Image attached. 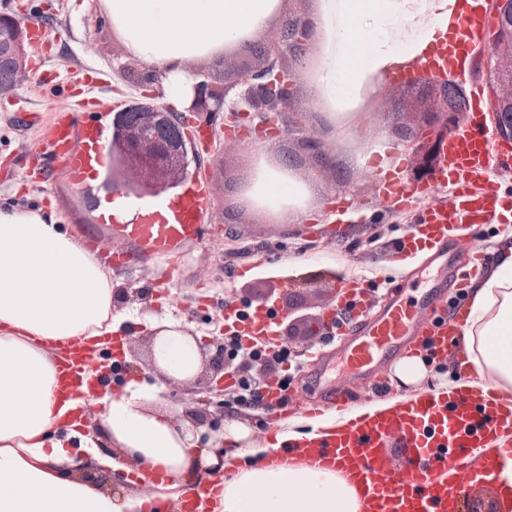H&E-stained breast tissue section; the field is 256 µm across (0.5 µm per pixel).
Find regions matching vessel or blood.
Returning a JSON list of instances; mask_svg holds the SVG:
<instances>
[{
  "label": "vessel or blood",
  "instance_id": "obj_1",
  "mask_svg": "<svg viewBox=\"0 0 512 512\" xmlns=\"http://www.w3.org/2000/svg\"><path fill=\"white\" fill-rule=\"evenodd\" d=\"M489 24L484 11L467 14L461 23L469 32L467 40L438 46L427 57V70L436 75L451 68L462 70L487 42ZM482 95V88L473 86L472 105L463 127L452 137L439 169V182L452 191L451 205L420 211L402 242L405 249H440L448 240V217L452 214L477 226L494 222L498 194L491 184V174L500 147L484 110L478 107ZM83 108V102L78 101L71 109L52 112L49 121H42L37 112L28 113L26 121L47 125L49 153L40 162L43 171L48 173L54 165H63L85 191L93 193L105 173L108 150L102 123L80 121ZM208 204L209 189L196 180L163 197L128 199V208L138 214L136 221L117 224L109 215L103 219L104 225L112 226L135 248L131 254H113L114 264H127L135 254L158 258L180 252L201 235V219ZM346 295L361 329L346 354L351 371H361L380 352L407 336L420 344L432 342L440 355L461 354V347L448 345L449 339L462 335L465 317L461 312H453L444 317L442 324L435 325L394 299L379 318L373 319L368 315V302L357 289H347ZM277 318L269 307L255 309L244 318L231 309L224 312L225 324L238 331L247 344L274 340ZM57 379L61 397L81 394L85 376L76 353H65ZM502 399L496 389L488 390L478 404L463 391L448 399L425 391L398 401L394 412L346 421L318 439L316 446L326 466L354 486L361 501L360 512H467L466 492L471 486L489 487L500 500L512 496V486L501 480L504 471L512 470V445L498 442L501 434L512 430V412L504 413ZM491 444L496 447L492 455L472 457V449ZM395 448L405 452L402 463H395L391 455Z\"/></svg>",
  "mask_w": 512,
  "mask_h": 512
}]
</instances>
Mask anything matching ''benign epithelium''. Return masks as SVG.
Instances as JSON below:
<instances>
[{"label":"benign epithelium","mask_w":512,"mask_h":512,"mask_svg":"<svg viewBox=\"0 0 512 512\" xmlns=\"http://www.w3.org/2000/svg\"><path fill=\"white\" fill-rule=\"evenodd\" d=\"M491 15L498 25L488 40L479 65L492 90V111L512 110V28L505 30L502 23L512 22V0H491ZM11 34L9 39L13 80L8 95L30 78V62L25 49L27 33L11 18H3ZM311 43L307 22L296 17L285 21L276 42L266 45L262 51V64L253 69L240 70L229 86L216 85L201 80L194 85V95L188 111L222 112L224 121L239 127L242 116L251 112L262 117L253 131L261 133L279 122L297 84V76L289 61L307 57ZM415 91L416 104L421 118L405 124L398 136L411 152L412 180L428 182L433 179L436 166L448 150V135L457 132L463 118L448 111V83L429 74H418L409 80ZM139 123L126 126L121 119L113 123L112 168L106 186L122 187L135 195H159L172 188L184 171L189 138L165 140L157 135V129L170 120L167 110L153 104L139 109ZM215 389L224 390V355L211 357Z\"/></svg>","instance_id":"1"}]
</instances>
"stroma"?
<instances>
[{
	"instance_id": "obj_1",
	"label": "stroma",
	"mask_w": 512,
	"mask_h": 512,
	"mask_svg": "<svg viewBox=\"0 0 512 512\" xmlns=\"http://www.w3.org/2000/svg\"><path fill=\"white\" fill-rule=\"evenodd\" d=\"M1 12L14 15L24 26L41 23L51 28L50 42L30 56L36 62L46 61L58 77L45 80L40 71H32L21 89L0 99V206L29 202L55 212L82 243L100 235L108 248L100 259L108 261L110 253L127 250V243L120 236L97 233L99 199L74 184L64 169L54 170L45 181L25 170V159L45 150L46 142L42 128L20 131L18 110L25 106L46 116L72 104L82 89L101 100L139 101L148 93L161 96V87L144 88L134 76L123 75V68L136 66L137 60L114 34L98 0H0ZM260 62L259 55L233 47L194 63L192 72L199 79L224 84L233 81L242 64ZM406 91L401 76L387 78L330 132L319 123L310 83L298 85L288 106L295 128L259 140L258 146L275 159L298 153L303 137L325 140V162L306 158L295 167L297 175L314 188L310 220L274 222L239 208L236 184L247 170L251 150H228L219 142L190 163V176L202 178L213 197L202 236L171 259L141 257L112 270L115 287L123 291L116 309L125 316L119 336L127 354L116 358L104 351L105 360H117L125 367L124 373L107 375V392L121 394L125 381L134 378L155 387L158 402L173 408L177 420H184L187 410L203 399L213 422L223 421L222 398L209 389L212 342L223 335L225 310L265 303L295 321L292 348L302 361L288 374L300 399L286 405L289 418L324 406L326 392L334 388L344 390L356 408L365 398L376 397V384L397 391L393 365L415 351L413 341L383 352L369 370L357 374L345 363L357 325H347L333 341L324 343L319 335H306L304 315L332 308L335 289L350 280L367 289L376 315L394 296L419 315L427 314L424 299L431 294L448 307L466 306L469 276L479 266L494 263L504 230L503 225L490 224L451 235L435 257L394 255L393 246L408 232L415 211L387 202L378 172L362 165L360 156L368 142L394 137L397 125L407 122ZM168 317L200 342L202 365L192 379L164 378L152 364V324Z\"/></svg>"
}]
</instances>
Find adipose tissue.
<instances>
[{
  "instance_id": "ef3b65f1",
  "label": "adipose tissue",
  "mask_w": 512,
  "mask_h": 512,
  "mask_svg": "<svg viewBox=\"0 0 512 512\" xmlns=\"http://www.w3.org/2000/svg\"><path fill=\"white\" fill-rule=\"evenodd\" d=\"M314 2L318 52L308 66L330 125L396 68L424 62L452 20L475 7L474 0ZM99 8L127 52L160 72L165 101L179 107L192 96L191 64L259 40L282 0H99ZM238 196L258 212L311 215L310 186L281 163L259 160ZM469 292L464 344L477 384L511 392V245L472 278ZM113 293L111 271L56 213L0 208V512H144L149 498L134 487L116 494L85 477L100 467L148 485L164 474L174 501L198 486L218 487L214 512H358L355 490L299 447L303 435L292 421L258 446L230 417L203 449L197 427L175 421L155 406L154 389L134 380L120 395L98 398L91 425L72 420L85 402L55 395L60 348L79 344L90 362H102L121 319ZM152 349L169 379H191L200 367L196 339L176 321L159 324Z\"/></svg>"
}]
</instances>
